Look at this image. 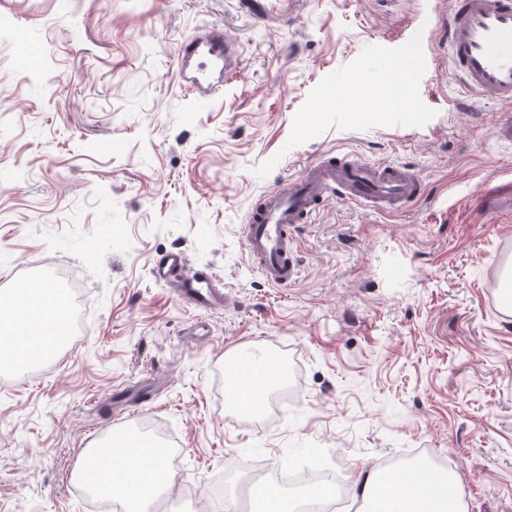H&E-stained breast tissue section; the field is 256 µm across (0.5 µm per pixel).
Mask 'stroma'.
<instances>
[{"label":"stroma","mask_w":512,"mask_h":512,"mask_svg":"<svg viewBox=\"0 0 512 512\" xmlns=\"http://www.w3.org/2000/svg\"><path fill=\"white\" fill-rule=\"evenodd\" d=\"M0 0V289L77 282L78 348L59 346L0 389V512H98L77 483L87 449L156 427L171 486L144 512H244L276 477L330 467L364 512V472L409 456L455 465L466 512H512V105L449 111L448 0ZM221 27L237 67L200 97L181 44ZM418 31L405 80L383 60ZM340 92L345 102L328 105ZM327 153L413 171L392 208L327 194L296 240L302 274L269 286L242 226ZM215 273L201 311L153 276ZM291 368L265 410L224 404L231 353Z\"/></svg>","instance_id":"35a3bbf8"}]
</instances>
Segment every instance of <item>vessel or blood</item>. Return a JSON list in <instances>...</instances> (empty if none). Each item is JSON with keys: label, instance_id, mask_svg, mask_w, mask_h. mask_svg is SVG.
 Listing matches in <instances>:
<instances>
[{"label": "vessel or blood", "instance_id": "obj_1", "mask_svg": "<svg viewBox=\"0 0 512 512\" xmlns=\"http://www.w3.org/2000/svg\"><path fill=\"white\" fill-rule=\"evenodd\" d=\"M448 4V60L459 78V90L449 98V108H456L472 94L511 104L512 0H448ZM178 67L193 87L207 88L215 75H232L234 44L224 31H206L182 44ZM332 189L350 203L361 205L413 200L421 193V183L410 170L392 162L341 163L327 155L288 187L267 193L261 206L250 212L244 231L248 257L270 285L285 288L298 281L301 266L292 232L307 221L318 199ZM185 262L183 254L167 253L155 262L154 275L198 309L221 307L224 297L214 287L213 274L177 278ZM254 368V363L242 357L226 362L228 402H235L238 385Z\"/></svg>", "mask_w": 512, "mask_h": 512}]
</instances>
